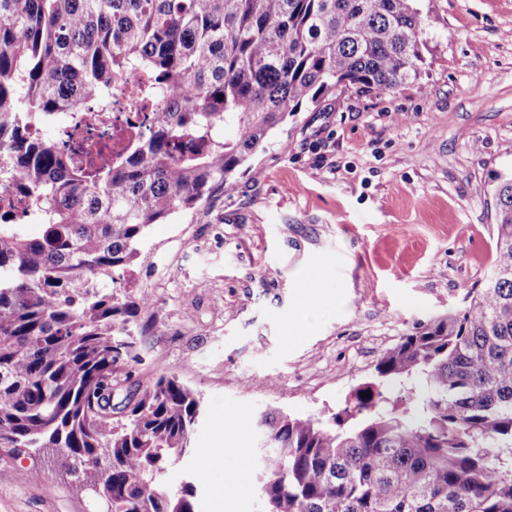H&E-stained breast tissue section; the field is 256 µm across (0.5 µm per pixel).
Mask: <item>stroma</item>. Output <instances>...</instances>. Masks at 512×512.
Masks as SVG:
<instances>
[{"mask_svg":"<svg viewBox=\"0 0 512 512\" xmlns=\"http://www.w3.org/2000/svg\"><path fill=\"white\" fill-rule=\"evenodd\" d=\"M426 64L385 93L302 105L271 133L211 211L152 227L126 291L138 317L139 380L173 373L205 417L182 468L199 512H260L255 482L229 501L211 451L260 453L257 415L331 414L373 382L413 325L456 313L494 252L491 179L512 169V0H416ZM325 290L303 338L289 333L309 279ZM238 414L226 426L225 413ZM35 469L33 482L19 480ZM39 457L0 464V512H100Z\"/></svg>","mask_w":512,"mask_h":512,"instance_id":"obj_1","label":"stroma"}]
</instances>
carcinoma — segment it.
Masks as SVG:
<instances>
[{
  "label": "carcinoma",
  "instance_id": "cac0c4a2",
  "mask_svg": "<svg viewBox=\"0 0 512 512\" xmlns=\"http://www.w3.org/2000/svg\"><path fill=\"white\" fill-rule=\"evenodd\" d=\"M424 65L415 0H0V179L38 220L0 215V448L51 454L108 512H197L172 473L199 392L162 374L113 401L142 361L127 270L151 226L234 193L302 104ZM133 78L162 102L148 134L41 133ZM494 182V260L465 307L387 349L341 412L260 416L263 512H512V173Z\"/></svg>",
  "mask_w": 512,
  "mask_h": 512
}]
</instances>
